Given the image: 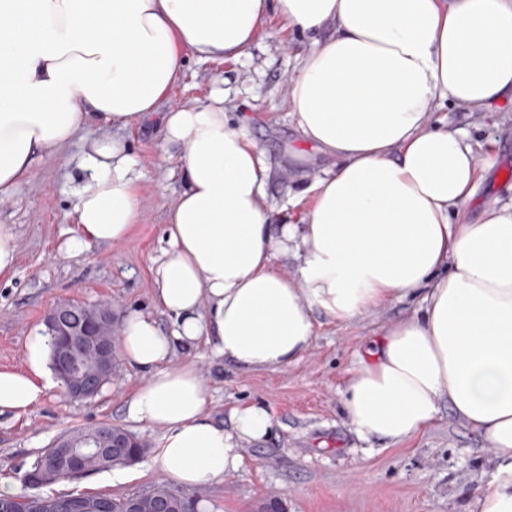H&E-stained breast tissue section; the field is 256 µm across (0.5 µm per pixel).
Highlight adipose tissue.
Wrapping results in <instances>:
<instances>
[{
  "instance_id": "obj_1",
  "label": "adipose tissue",
  "mask_w": 512,
  "mask_h": 512,
  "mask_svg": "<svg viewBox=\"0 0 512 512\" xmlns=\"http://www.w3.org/2000/svg\"><path fill=\"white\" fill-rule=\"evenodd\" d=\"M272 11L321 35L290 79L288 107L304 141L336 164L310 185L299 224L276 222L265 157L222 93L157 111L185 53L239 59ZM505 100L512 0H0V197L92 124L156 116L180 148L157 310L125 314L119 335L144 376L126 414L160 430L150 462L186 488L238 469L242 444L263 438L271 417L243 404L215 420L196 366H170L176 349L202 340L240 368L275 370L303 357L316 313L346 322L417 296L419 314L386 329L353 370L347 418L360 438L399 444L448 402L496 461L477 512H512V205L486 204L466 222L493 162L432 123L444 101ZM80 166L76 254L123 242L142 210L122 140L91 141ZM46 344L30 337L25 369H0V412L26 414L52 389Z\"/></svg>"
}]
</instances>
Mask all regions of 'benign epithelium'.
<instances>
[{"label":"benign epithelium","mask_w":512,"mask_h":512,"mask_svg":"<svg viewBox=\"0 0 512 512\" xmlns=\"http://www.w3.org/2000/svg\"><path fill=\"white\" fill-rule=\"evenodd\" d=\"M51 336L57 341L55 373L67 387L68 397L83 400L98 392L113 372L116 362V334L112 333V307L96 309L79 302L57 304L46 320ZM126 444L112 438V430L103 429L86 445V454L102 448H124ZM55 467L72 479L87 476L82 462L66 454L58 456ZM23 481L32 487L57 482L54 472L36 469L25 474Z\"/></svg>","instance_id":"7a95c632"}]
</instances>
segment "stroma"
I'll use <instances>...</instances> for the list:
<instances>
[{"label":"stroma","instance_id":"obj_1","mask_svg":"<svg viewBox=\"0 0 512 512\" xmlns=\"http://www.w3.org/2000/svg\"><path fill=\"white\" fill-rule=\"evenodd\" d=\"M313 39L270 13L247 56L227 61L188 56L181 80L160 106L165 112L205 105L214 90H223L226 107L272 168L265 184L268 202L285 209L294 224L306 209L296 196L334 166L301 140L288 108V81ZM433 118L463 131L476 151L496 163L477 181L467 221L477 222L487 203H511L512 103L477 112L444 105ZM111 132L108 124L87 128L74 142L45 156L27 181L0 200V224L11 225L19 243L15 274L11 281H0V368L24 367L29 336L44 332L46 316L58 303L107 302L119 313L154 309L152 268L164 257L163 224L181 185L178 151L165 143L157 123L122 133L137 161L144 205L129 237L78 255L65 251L74 226L71 190L84 176L79 167L83 146ZM420 305L416 297L393 299L344 323L318 316L302 359L277 370L239 369L202 341L178 349L171 366L196 364L215 419L228 421L234 407L257 404L272 421L265 437L243 443V466L207 487L203 512H256L270 498L278 512H474L477 488L494 458L486 438L448 404H441L429 427L398 445L361 439L346 418L352 370L378 335L415 316ZM142 381V373L121 360L111 383L93 398L70 400L58 386L26 415L0 413V479L14 494L26 493L24 472L72 428L111 423L157 447L158 429L126 417L127 402ZM127 472V478L117 479L111 471H99L42 492L122 496L169 481L146 458Z\"/></svg>","mask_w":512,"mask_h":512}]
</instances>
